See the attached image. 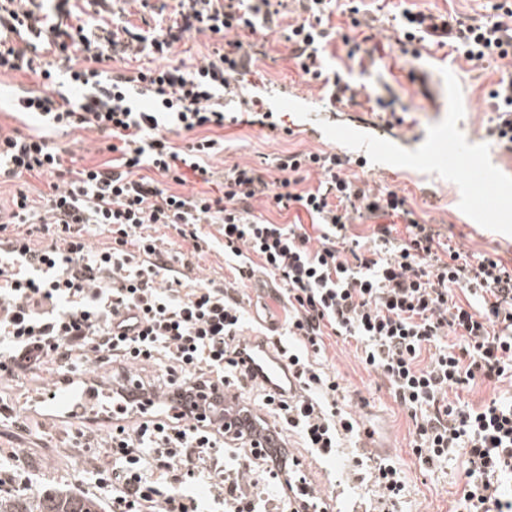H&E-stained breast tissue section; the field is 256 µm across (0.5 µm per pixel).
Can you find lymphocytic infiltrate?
<instances>
[{
    "label": "lymphocytic infiltrate",
    "mask_w": 512,
    "mask_h": 512,
    "mask_svg": "<svg viewBox=\"0 0 512 512\" xmlns=\"http://www.w3.org/2000/svg\"><path fill=\"white\" fill-rule=\"evenodd\" d=\"M286 2L178 0L171 24L135 31L123 21L84 22L70 0H0V74L35 76L36 87L25 91L28 111L48 128L99 135L113 154L82 164L46 136L0 134V177L18 184L8 221L44 233L0 242V368H31L65 385L77 354L111 359L116 383L138 366L162 367L142 387L167 395L168 404L143 420L117 396L106 410L111 427L100 447L112 464L98 469L95 485L109 512H204L190 487L198 475L220 512H263L270 503L277 512H335L310 483L292 491L279 484L273 499L264 498L263 473L280 475L297 458L228 465L225 451L244 452L246 438L225 442L223 430L177 413L175 404L189 390L228 389L258 420L298 435L318 457H336L360 433L343 407L339 377L313 360L336 336L354 343L357 358L407 410L412 452L423 465H441L457 450L467 456L455 512H512L498 484L512 478V394L478 404L448 398L453 389L512 384V268L491 255L470 259L405 196L347 175V156L288 150L273 179L248 164L220 172L206 163L224 149L210 134L224 125V100L251 71L254 20L272 21ZM299 3L304 17L285 40L298 71L317 81L333 35L328 3ZM193 31L221 44L189 71L178 46ZM392 40L406 55L436 41L473 66L498 64L487 135L512 151L511 6L475 24L407 12ZM119 54L159 64L106 70ZM173 131L191 134V142L174 146ZM313 176L317 186L304 188ZM31 178L47 183L35 198L25 189ZM191 178L217 186V194L170 191ZM258 198L282 213L304 209L317 235L255 215ZM362 220L368 234H353ZM90 224L111 244L91 248ZM154 224L196 245L203 225H218L233 281L190 283L191 261L174 263L149 234ZM259 274L278 281L288 306L278 352L300 386L291 397L268 392L239 357L246 320L237 285ZM127 313L139 317V329L113 333V320ZM365 477L381 512H394L405 490L395 463L368 458Z\"/></svg>",
    "instance_id": "f902f5d3"
}]
</instances>
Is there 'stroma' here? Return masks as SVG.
I'll list each match as a JSON object with an SVG mask.
<instances>
[{"mask_svg":"<svg viewBox=\"0 0 512 512\" xmlns=\"http://www.w3.org/2000/svg\"><path fill=\"white\" fill-rule=\"evenodd\" d=\"M501 0H331L330 23L340 32L353 34L352 7L362 17L375 21L377 42L391 35L403 11L434 13L471 22L494 13ZM295 15L258 28L253 39L261 50L253 73L247 75L240 99L257 97L273 112L278 123L271 130L260 126H225L224 151L211 164L224 169L234 164H258L290 151H336L357 158L365 140L390 142L393 152L383 162L353 163L350 170L378 186L406 196L411 207L452 245L477 256L491 254L504 264H512V196L490 195L486 188L449 176L447 169L434 164L435 152H449L451 137L470 143L492 167L499 182L512 183V153L494 148L485 137L491 118L488 92L500 76L496 64L473 67L464 59L452 58L448 46L428 43L418 57L404 59L398 47L375 53L371 77H362L357 66L342 51L341 43L328 45L323 65L352 80L365 81L372 99L392 103L389 112H374L349 104H330L321 84L305 81L288 59L284 38ZM22 74L0 76V130L36 129L34 116L16 112L13 92L30 85ZM240 99L225 100L224 109H239ZM403 110L395 118V110ZM207 242L193 252L190 242L165 226H152L151 235L161 238L165 248L191 255L194 278L223 283L231 273L224 265V239L217 225L203 227ZM329 371L339 375L345 387L349 410L358 404L366 409L360 419L373 443L386 446L405 481V495L399 512H452L462 490L463 455L452 454L448 463L427 469L410 448L412 422L393 400L377 376L364 368L346 344L327 339L319 358ZM104 418L92 417L84 434H77L63 410L36 404L15 412L13 419L0 422V470L27 477L29 495L43 488L70 485L82 494L92 492L98 468L107 461L98 449L87 447L86 437L106 435ZM293 453L299 458L301 473L326 494L337 497L341 512H364L373 497L371 487L361 483L353 469L357 451L345 448L337 458L321 460L298 437H291Z\"/></svg>","mask_w":512,"mask_h":512,"instance_id":"35a3bbf8","label":"stroma"}]
</instances>
